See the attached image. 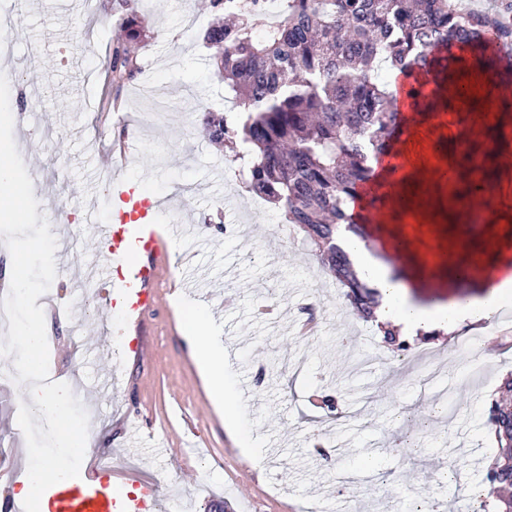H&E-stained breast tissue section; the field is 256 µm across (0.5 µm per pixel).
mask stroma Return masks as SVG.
Returning a JSON list of instances; mask_svg holds the SVG:
<instances>
[{"label": "stroma", "instance_id": "stroma-1", "mask_svg": "<svg viewBox=\"0 0 512 512\" xmlns=\"http://www.w3.org/2000/svg\"><path fill=\"white\" fill-rule=\"evenodd\" d=\"M0 0L10 33L0 52V144L15 148L11 176L37 181L24 217L6 224L0 246L26 252L29 283L49 285L65 327L51 335L53 364L65 365L78 421L90 427L91 463L109 459L127 477L126 492L149 482L160 489V512L173 505L210 512H409L446 503L447 512H475L486 499L484 477L497 453L487 409L512 372V302L500 323L452 352L447 337L411 340L406 358L431 355V389L422 374L398 369L377 328L321 269L318 248L287 224L281 208L246 191L239 164L205 137L207 112L229 110L224 82L199 40L213 21L204 0ZM142 33V72L123 92L127 107L101 134L98 112L107 77L106 48L126 16ZM30 95L34 117L19 122V98ZM131 140L124 169L112 167L115 136ZM118 180L138 182L154 224H193L197 231L161 244L178 296L159 290L147 353L128 351L118 314L103 308L94 283L77 287L96 250L86 220ZM236 211L231 234L203 225ZM64 207V216L55 207ZM403 251L386 250L390 266L411 274L412 258L429 276L409 297L433 311L466 292L467 282L440 280L437 259L461 239L428 224H404ZM206 302L225 368L241 405L244 430L264 451L247 459L225 430L197 376L180 333L194 301ZM353 345L342 342L344 333ZM118 395L94 391L110 373ZM340 399L327 418L310 395ZM15 380L0 381V477L53 459L56 437L42 424L23 427Z\"/></svg>", "mask_w": 512, "mask_h": 512}]
</instances>
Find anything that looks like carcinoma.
I'll list each match as a JSON object with an SVG mask.
<instances>
[{
	"instance_id": "obj_1",
	"label": "carcinoma",
	"mask_w": 512,
	"mask_h": 512,
	"mask_svg": "<svg viewBox=\"0 0 512 512\" xmlns=\"http://www.w3.org/2000/svg\"><path fill=\"white\" fill-rule=\"evenodd\" d=\"M215 21L201 35L224 77L233 107L205 116L209 139L246 168L247 189L281 207L288 223L322 247V263L346 288L345 297L369 316L375 293L361 282L336 244L340 225L353 223L348 200L373 176L370 161L391 149L400 125L397 92L377 81L384 62L414 72L434 64L433 49L456 43L470 56L442 57L436 84L495 72L485 34L512 46V0L467 12L455 0H209ZM134 19L109 46L113 93L103 110L123 106L120 91L141 72ZM407 95L427 111L448 108L439 96ZM498 453L485 483L500 512H512V375L489 408Z\"/></svg>"
}]
</instances>
